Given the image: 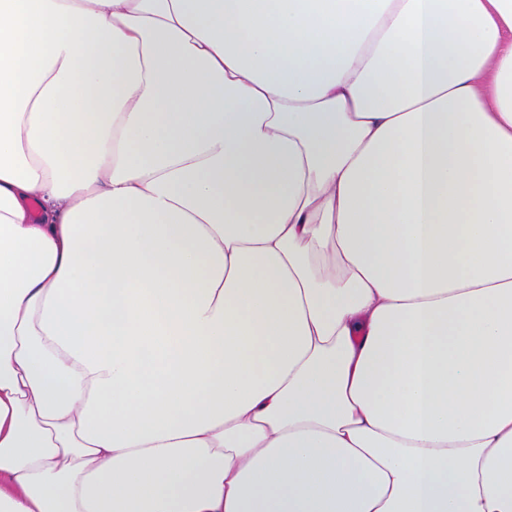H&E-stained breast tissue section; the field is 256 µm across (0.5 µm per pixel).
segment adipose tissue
Wrapping results in <instances>:
<instances>
[{
	"label": "adipose tissue",
	"mask_w": 512,
	"mask_h": 512,
	"mask_svg": "<svg viewBox=\"0 0 512 512\" xmlns=\"http://www.w3.org/2000/svg\"><path fill=\"white\" fill-rule=\"evenodd\" d=\"M0 512H512V0H0Z\"/></svg>",
	"instance_id": "1"
}]
</instances>
